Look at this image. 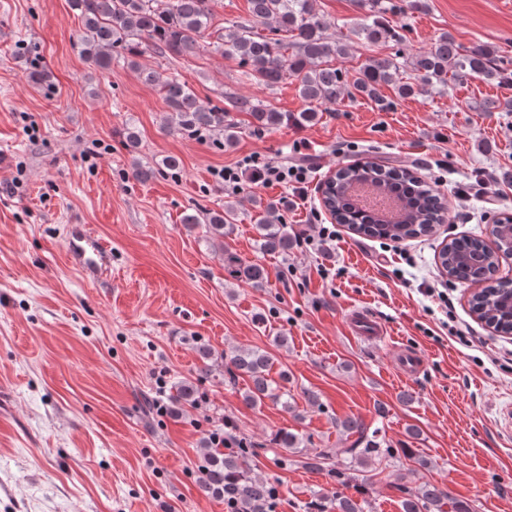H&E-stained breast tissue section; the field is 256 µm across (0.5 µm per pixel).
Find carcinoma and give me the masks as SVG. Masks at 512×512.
<instances>
[{
	"mask_svg": "<svg viewBox=\"0 0 512 512\" xmlns=\"http://www.w3.org/2000/svg\"><path fill=\"white\" fill-rule=\"evenodd\" d=\"M83 24L78 43L81 55L100 70H108L112 60L121 58L135 69L142 81L158 85L169 108L167 129L182 137L195 138L201 133L216 137L224 147L235 145L238 135L226 108L208 107L199 102L194 90L177 76L161 77L143 65L140 58L148 51L171 57H191L205 48L203 39L214 38V50L238 61L242 75L263 88H273L286 78H294L306 107L297 114L279 112L254 96L227 97L238 112H247L254 127L274 130L288 124H311L319 120L320 107L333 106L348 97L367 98L380 108L394 102L382 89L394 86L398 97L406 99L422 92H442L448 83L480 79L512 89V70L500 64L497 50L485 43L469 47L458 44L443 32L425 50L410 56L401 50L384 57H371L354 78L329 64L332 58L347 55L343 38L326 35V23L319 14L318 0H248L251 20L234 26L225 33L212 29L211 0H68ZM366 14L356 24L353 35L372 44L406 41L392 17L425 7L423 0H357ZM264 25L269 34L254 31ZM368 182L379 191L401 201L400 216L386 220L367 211L345 195L347 184ZM261 209L255 224L256 252L286 255L295 244V236L281 218L283 206L274 200L254 199ZM322 204L338 224L356 233L381 241H404L431 235L445 221V203L433 181H427L409 167L389 160L383 164L366 158L337 164L334 179L322 194ZM238 220L237 210L224 204L222 210L197 208L184 215L183 223L203 227L206 240L218 243L227 278L254 288L269 283L270 272L261 259H247L224 244L231 237ZM490 234L493 244L480 235L453 237L438 253L440 265L449 279L464 285L484 284L472 295L470 310L477 317L507 333L512 331V281L497 280L492 270L499 259L512 256V217L495 220ZM200 356L208 369L224 366V381L237 385L242 376L250 385L241 393L244 403L260 407L265 400L281 404L292 411L294 403L288 392V373H280V381L270 378L271 355L257 347H233L213 358L211 350L202 348ZM198 400L197 387L189 378L175 384L171 396V414L177 416L186 405ZM226 433L232 446L220 450L210 437L200 440L203 464L199 488L206 494L233 499L242 512H267L277 484L253 475L251 463L261 446L245 435ZM336 428L351 443L331 454L321 449L306 457L309 465L336 482V490L318 493L310 501L317 512H368L366 498L369 473L381 474L386 468H400L404 460L428 467L424 459L414 457L411 448H392L379 438V429L371 428L359 418L336 422ZM306 438L293 428H281L272 438L274 447L284 451L276 459L288 465L290 456L305 450ZM401 494L403 512H470L471 507L451 498L446 490L429 481L411 487L395 486Z\"/></svg>",
	"mask_w": 512,
	"mask_h": 512,
	"instance_id": "carcinoma-1",
	"label": "carcinoma"
}]
</instances>
